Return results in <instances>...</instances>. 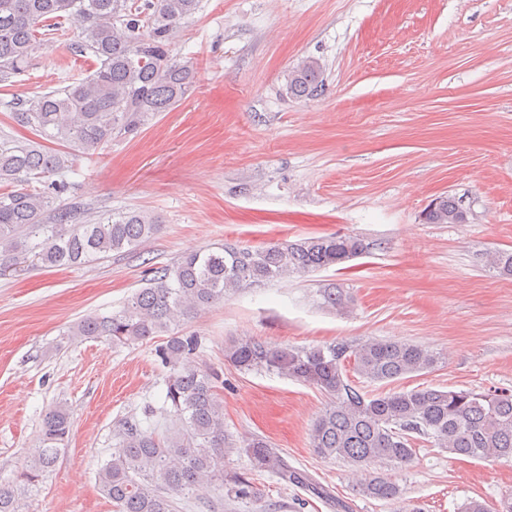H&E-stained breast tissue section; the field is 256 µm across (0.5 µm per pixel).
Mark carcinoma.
Returning <instances> with one entry per match:
<instances>
[{"mask_svg": "<svg viewBox=\"0 0 512 512\" xmlns=\"http://www.w3.org/2000/svg\"><path fill=\"white\" fill-rule=\"evenodd\" d=\"M200 0H0V82L27 71L40 30L74 27L76 51L91 53L96 68L83 78L18 100L13 118L43 140L65 143L47 149L29 141L0 142V183L17 188L0 193V256L18 264L26 240L41 239L34 260L48 267L80 265L110 253L132 251L159 229L144 211L112 212L76 223L77 207L64 202L65 183L55 180L78 153L91 157L116 138L137 133L150 120L172 111L195 83L192 63L173 52L175 33ZM322 92L321 70L305 59L288 72V95L314 98ZM43 187H30L32 181ZM464 208L453 196L435 198L424 210L428 224H460ZM367 245L350 234L281 241L260 248L226 242L200 250L154 271L121 310L88 315L73 335L106 338L126 345L158 336L155 353L170 368L166 401L177 423L159 434L137 420L126 423L119 449L97 470L99 490L116 512H177L204 484L227 485V496L258 500L243 474L224 479V453L235 443L224 433V409L216 377L192 364L199 337L176 327L224 299L229 292L287 275L341 265ZM322 304L344 308L349 298L331 284L320 290ZM225 358L243 371L265 369L316 387L328 403L310 434L314 452L353 467L363 495L382 501L397 486L371 473L379 463L402 467L413 458L412 435L427 436L453 455L512 461V394L422 387L368 394L344 378L346 365L368 383H392L433 371L441 358L402 341L368 339L309 348L268 347L251 339L232 342ZM72 421L63 407L49 411L42 444L17 475L0 482V512H20L22 497L37 487L67 445ZM252 469L300 484L332 501L329 493L292 467L262 436L244 446ZM464 512H512V493L491 511L472 500Z\"/></svg>", "mask_w": 512, "mask_h": 512, "instance_id": "cac0c4a2", "label": "carcinoma"}]
</instances>
